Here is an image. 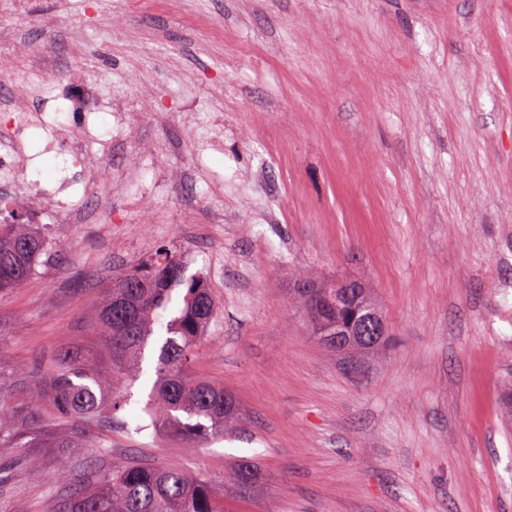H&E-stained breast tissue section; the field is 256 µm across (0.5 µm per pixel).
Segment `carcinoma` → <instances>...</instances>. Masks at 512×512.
<instances>
[{"label": "carcinoma", "instance_id": "carcinoma-1", "mask_svg": "<svg viewBox=\"0 0 512 512\" xmlns=\"http://www.w3.org/2000/svg\"><path fill=\"white\" fill-rule=\"evenodd\" d=\"M55 246L44 227L0 224V295L30 279L52 259ZM181 307L167 314L173 293ZM216 318L203 279L186 275L175 252L154 255L107 286L95 324L112 355V369L88 368L73 360L38 380L23 368L0 365V447L94 448L92 431L109 418L131 436L147 429L190 444L224 438L238 415L235 398L195 375L192 365L202 337ZM155 380L144 412L124 415L128 387L142 372L141 355L158 330ZM92 489L70 488L50 498L47 512H224L208 483L178 469L133 462L97 472Z\"/></svg>", "mask_w": 512, "mask_h": 512}]
</instances>
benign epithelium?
I'll use <instances>...</instances> for the list:
<instances>
[{
  "mask_svg": "<svg viewBox=\"0 0 512 512\" xmlns=\"http://www.w3.org/2000/svg\"><path fill=\"white\" fill-rule=\"evenodd\" d=\"M319 286L326 289L325 297L311 299L309 310L314 333L322 343L334 344L336 350L344 351L364 341L360 326L366 322L372 325V340L389 335L382 312L372 302L368 287L361 280L345 277L313 284L315 288Z\"/></svg>",
  "mask_w": 512,
  "mask_h": 512,
  "instance_id": "7a95c632",
  "label": "benign epithelium"
}]
</instances>
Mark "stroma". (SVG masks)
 Returning a JSON list of instances; mask_svg holds the SVG:
<instances>
[{"mask_svg": "<svg viewBox=\"0 0 512 512\" xmlns=\"http://www.w3.org/2000/svg\"><path fill=\"white\" fill-rule=\"evenodd\" d=\"M19 90L0 219L60 250L0 297V363L96 349L106 283L166 247L218 307L194 371L241 412L206 447L103 424L75 486L138 456L226 512H512V0H21L0 11L1 127ZM303 274L373 289L391 341L362 377L315 336ZM28 456L0 448V512H45L57 465Z\"/></svg>", "mask_w": 512, "mask_h": 512, "instance_id": "35a3bbf8", "label": "stroma"}]
</instances>
